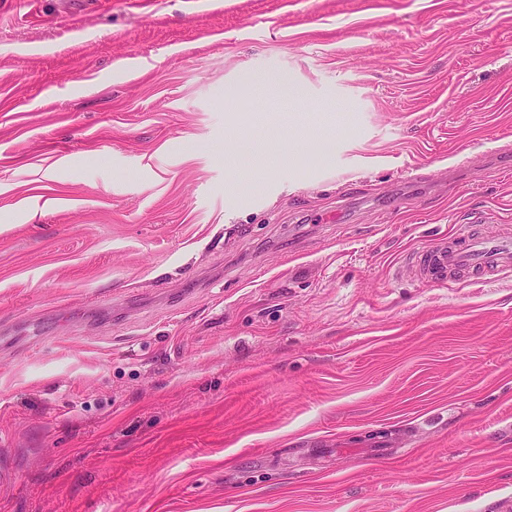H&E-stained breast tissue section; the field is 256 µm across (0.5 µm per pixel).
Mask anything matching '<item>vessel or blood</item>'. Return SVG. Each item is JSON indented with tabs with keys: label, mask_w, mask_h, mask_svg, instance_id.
Here are the masks:
<instances>
[{
	"label": "vessel or blood",
	"mask_w": 512,
	"mask_h": 512,
	"mask_svg": "<svg viewBox=\"0 0 512 512\" xmlns=\"http://www.w3.org/2000/svg\"><path fill=\"white\" fill-rule=\"evenodd\" d=\"M512 269V230L476 233L473 225H458L455 233L411 253L406 273L422 284L452 287L475 275H495Z\"/></svg>",
	"instance_id": "b4317fda"
}]
</instances>
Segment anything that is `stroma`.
<instances>
[{"label": "stroma", "instance_id": "1", "mask_svg": "<svg viewBox=\"0 0 512 512\" xmlns=\"http://www.w3.org/2000/svg\"><path fill=\"white\" fill-rule=\"evenodd\" d=\"M473 216L512 0H0V512H512ZM471 224L411 253L407 273L420 284L453 287L463 277L495 275L512 269V230L478 234Z\"/></svg>", "mask_w": 512, "mask_h": 512}]
</instances>
